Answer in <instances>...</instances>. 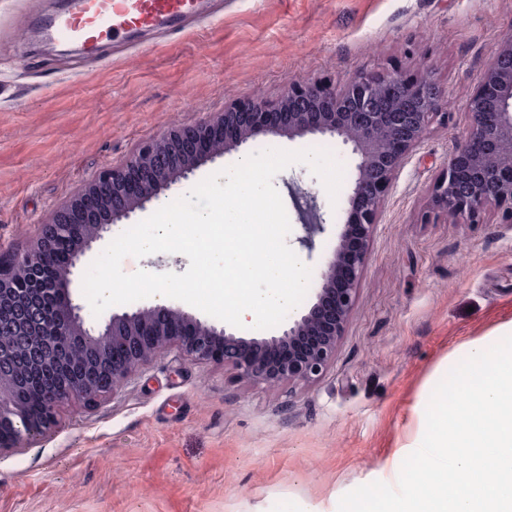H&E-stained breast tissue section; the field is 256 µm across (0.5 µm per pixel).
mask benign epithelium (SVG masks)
I'll use <instances>...</instances> for the list:
<instances>
[{"mask_svg": "<svg viewBox=\"0 0 512 512\" xmlns=\"http://www.w3.org/2000/svg\"><path fill=\"white\" fill-rule=\"evenodd\" d=\"M497 99L491 121L477 108L489 84ZM469 137L451 156L432 188L435 213L473 224L491 205L512 224V42L503 41L468 102ZM443 99L427 72L367 74L338 85L327 79H292L271 101H235L209 120L179 125L142 143L118 167L57 207L41 225L33 245L0 265V456L25 448L58 422L70 401L90 406L115 393L162 350L176 346L192 362L216 359L238 378L275 388L308 382L327 368L353 308L369 246L381 221V204L406 156L421 143L429 122L441 114ZM290 139L336 137L357 156L351 209L336 247L326 258L314 299L275 335L242 336L168 304L114 313L102 328L86 325L83 306L74 303L71 275L91 245L112 225L170 189L204 162L224 156L260 136ZM87 225L67 252L60 275L40 276L45 254L75 218ZM25 270L28 284L15 276ZM55 299L51 314L45 296ZM76 342L88 348L83 368L41 394L36 406L20 403L18 387L30 374L58 363Z\"/></svg>", "mask_w": 512, "mask_h": 512, "instance_id": "7a95c632", "label": "benign epithelium"}]
</instances>
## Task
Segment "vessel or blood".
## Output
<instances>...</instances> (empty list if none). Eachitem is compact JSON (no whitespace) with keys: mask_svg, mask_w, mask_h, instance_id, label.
<instances>
[{"mask_svg":"<svg viewBox=\"0 0 512 512\" xmlns=\"http://www.w3.org/2000/svg\"><path fill=\"white\" fill-rule=\"evenodd\" d=\"M195 5L196 0H77L74 12L60 19L49 34L91 48L136 30L183 26Z\"/></svg>","mask_w":512,"mask_h":512,"instance_id":"obj_1","label":"vessel or blood"}]
</instances>
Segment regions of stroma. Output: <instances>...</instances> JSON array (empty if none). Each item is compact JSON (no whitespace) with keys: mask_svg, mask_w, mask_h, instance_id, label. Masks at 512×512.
I'll use <instances>...</instances> for the list:
<instances>
[{"mask_svg":"<svg viewBox=\"0 0 512 512\" xmlns=\"http://www.w3.org/2000/svg\"><path fill=\"white\" fill-rule=\"evenodd\" d=\"M66 0H0V257L26 250L52 211L142 143L275 99L291 79L430 69L452 102L408 155L381 207L351 312L324 374L269 389L223 362L169 349L115 394L64 405L32 445L0 458V512H330L387 481L416 403L462 346L512 321V224L487 208L448 224L434 183L471 131L468 101L505 34L512 0H200L220 22L155 28L89 57L32 30ZM330 147L345 167L337 200L304 164L273 184L289 247L318 286L350 208L357 157L341 139L261 136L203 163L117 223L119 235L240 154ZM323 219L313 249L302 227Z\"/></svg>","mask_w":512,"mask_h":512,"instance_id":"obj_1","label":"stroma"}]
</instances>
